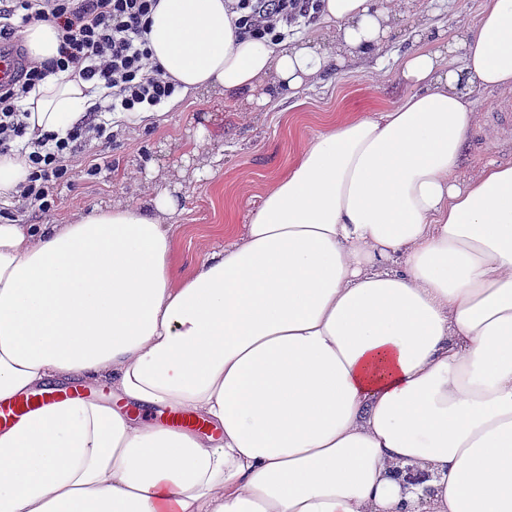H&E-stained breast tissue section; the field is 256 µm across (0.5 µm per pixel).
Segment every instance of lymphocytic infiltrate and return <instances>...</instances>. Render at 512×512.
<instances>
[{"label":"lymphocytic infiltrate","instance_id":"f902f5d3","mask_svg":"<svg viewBox=\"0 0 512 512\" xmlns=\"http://www.w3.org/2000/svg\"><path fill=\"white\" fill-rule=\"evenodd\" d=\"M157 0H0V45L12 46L33 22L54 23L59 54L47 62L24 58L19 76L0 84V154L26 140L30 173L20 196L39 211L54 210L57 190L91 140L111 141L114 112H139L163 105L177 90L175 80L153 66L147 19ZM242 33L272 42L285 29L319 9V0H226ZM65 73L91 82L101 95L85 119L65 136L27 139L22 102L48 75Z\"/></svg>","mask_w":512,"mask_h":512}]
</instances>
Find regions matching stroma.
I'll use <instances>...</instances> for the list:
<instances>
[{
    "mask_svg": "<svg viewBox=\"0 0 512 512\" xmlns=\"http://www.w3.org/2000/svg\"><path fill=\"white\" fill-rule=\"evenodd\" d=\"M487 2L418 0L416 12L399 22L396 34L375 57L348 61L295 97L273 98L249 120L223 97L193 91L182 94L150 126L118 129L110 143L87 145L81 164L73 168L71 184L59 188L52 214L41 213L18 198L0 199V208L19 224H67L81 208L116 198L130 203L141 200L145 185L134 174L147 164L172 173L187 171L178 210L171 218L172 261L177 275L190 274L200 261V244L223 245L225 232L243 224L250 198L260 196L287 170L303 140L344 113L383 110L407 94L399 77L403 59L435 47L429 40L415 41L414 27L424 24L453 39L458 17L476 18ZM493 100L488 93L476 97L480 127L471 137L464 172L490 158L512 162V112L495 109ZM201 125L215 128L220 140L207 148L214 159L211 172L199 174L192 152L197 147L195 131ZM106 159L111 160L112 171L93 178L85 175L86 164Z\"/></svg>",
    "mask_w": 512,
    "mask_h": 512,
    "instance_id": "35a3bbf8",
    "label": "stroma"
}]
</instances>
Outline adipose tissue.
<instances>
[{
  "label": "adipose tissue",
  "mask_w": 512,
  "mask_h": 512,
  "mask_svg": "<svg viewBox=\"0 0 512 512\" xmlns=\"http://www.w3.org/2000/svg\"><path fill=\"white\" fill-rule=\"evenodd\" d=\"M412 0H321L320 40L240 33L224 0H159L152 60L253 113L381 48ZM412 89L307 140L188 276L169 175L68 224L0 219V401L107 382L0 430V512H512V162L462 175L472 97L512 107V0L406 56ZM88 82L48 76L30 129ZM196 416L213 441L129 407Z\"/></svg>",
  "instance_id": "adipose-tissue-1"
}]
</instances>
